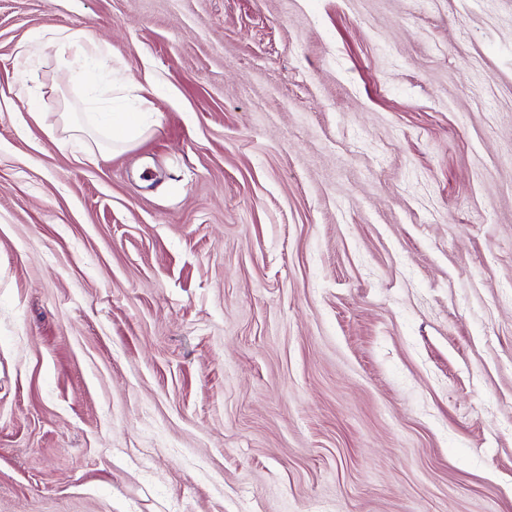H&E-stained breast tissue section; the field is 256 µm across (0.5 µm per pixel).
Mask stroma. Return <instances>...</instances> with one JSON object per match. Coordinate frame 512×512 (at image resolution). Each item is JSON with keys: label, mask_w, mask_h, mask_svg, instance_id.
<instances>
[{"label": "stroma", "mask_w": 512, "mask_h": 512, "mask_svg": "<svg viewBox=\"0 0 512 512\" xmlns=\"http://www.w3.org/2000/svg\"><path fill=\"white\" fill-rule=\"evenodd\" d=\"M0 512H512V0H0ZM50 41L57 42L61 47L60 66L66 68L71 79H84L88 86L94 82V75L108 58V48L93 39L76 32H54ZM69 54L73 60L81 62L79 71L71 68L72 61L67 59ZM62 121L67 125L70 132V138L80 147L84 154L96 155L99 153L102 157L105 154V147L98 141L95 135V129L91 125H85L76 119L61 116Z\"/></svg>", "instance_id": "1"}]
</instances>
